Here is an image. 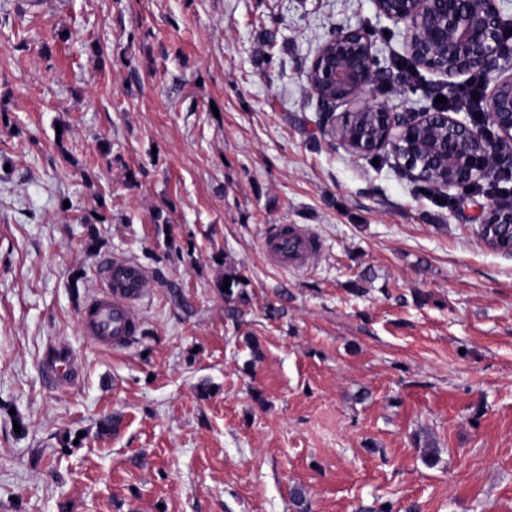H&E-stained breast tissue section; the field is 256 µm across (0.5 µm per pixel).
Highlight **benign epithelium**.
Returning a JSON list of instances; mask_svg holds the SVG:
<instances>
[{
    "label": "benign epithelium",
    "instance_id": "obj_1",
    "mask_svg": "<svg viewBox=\"0 0 512 512\" xmlns=\"http://www.w3.org/2000/svg\"><path fill=\"white\" fill-rule=\"evenodd\" d=\"M502 0H373L379 16L405 26L414 66L441 77L450 90L462 75L482 80V112L400 111L363 100L386 83L374 42L361 28H339L315 50L307 83L324 109L349 105L325 128L351 154L390 152L398 170L441 196L467 191L512 169V72L500 60L512 53V16ZM483 224H512V203L488 205Z\"/></svg>",
    "mask_w": 512,
    "mask_h": 512
}]
</instances>
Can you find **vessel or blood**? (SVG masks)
<instances>
[{
    "mask_svg": "<svg viewBox=\"0 0 512 512\" xmlns=\"http://www.w3.org/2000/svg\"><path fill=\"white\" fill-rule=\"evenodd\" d=\"M321 250L318 236L302 224L277 225L263 242V252L273 265L293 271L305 269ZM154 288L152 274L134 257H108L100 266L99 285L81 312L83 335L107 351L127 348L140 332L141 308ZM42 370L46 384L61 390L78 378L80 367L71 347L58 342L46 350Z\"/></svg>",
    "mask_w": 512,
    "mask_h": 512,
    "instance_id": "1",
    "label": "vessel or blood"
}]
</instances>
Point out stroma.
Returning <instances> with one entry per match:
<instances>
[{
    "instance_id": "obj_1",
    "label": "stroma",
    "mask_w": 512,
    "mask_h": 512,
    "mask_svg": "<svg viewBox=\"0 0 512 512\" xmlns=\"http://www.w3.org/2000/svg\"><path fill=\"white\" fill-rule=\"evenodd\" d=\"M339 27L392 75L370 99L433 109L372 0H0V512H297V490L512 512V253L474 233L493 195L448 201L321 130L306 72ZM276 224L315 231L312 266L266 261ZM114 254L157 286L109 353L79 314ZM53 340L83 363L66 391ZM45 383L52 389H64L79 377L80 367L71 347L57 342L50 346L42 359Z\"/></svg>"
}]
</instances>
